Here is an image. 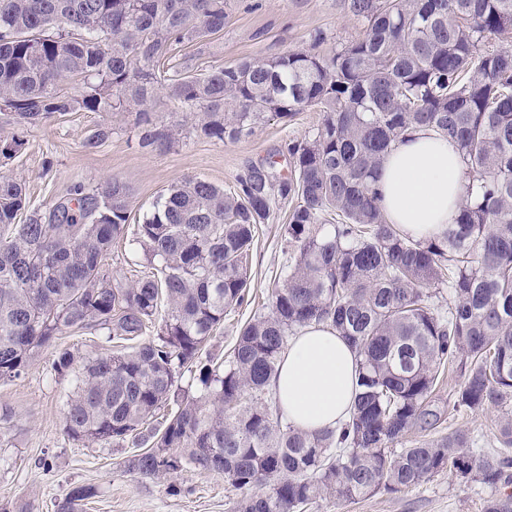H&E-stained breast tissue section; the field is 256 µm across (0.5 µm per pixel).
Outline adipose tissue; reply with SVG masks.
<instances>
[{
    "mask_svg": "<svg viewBox=\"0 0 512 512\" xmlns=\"http://www.w3.org/2000/svg\"><path fill=\"white\" fill-rule=\"evenodd\" d=\"M375 187L387 221L404 234L444 237L466 195L460 151L433 129H415L386 155ZM356 366L355 352L330 326L303 328L272 382L284 417L309 433L335 428L353 403Z\"/></svg>",
    "mask_w": 512,
    "mask_h": 512,
    "instance_id": "1",
    "label": "adipose tissue"
}]
</instances>
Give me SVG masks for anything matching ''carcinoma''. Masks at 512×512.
<instances>
[{
	"instance_id": "obj_1",
	"label": "carcinoma",
	"mask_w": 512,
	"mask_h": 512,
	"mask_svg": "<svg viewBox=\"0 0 512 512\" xmlns=\"http://www.w3.org/2000/svg\"><path fill=\"white\" fill-rule=\"evenodd\" d=\"M360 38L328 57L292 49L194 73L185 50L224 31L228 0H0V109L36 126L54 114L139 112L138 143L171 148L177 121L151 115L154 83L211 139L236 141L269 117L323 112L317 132L286 143L272 180L249 166L229 192L201 179L171 186L137 225L140 270L117 280L104 258L124 238L129 191L114 178L42 214L25 186L0 176V381L64 329L101 326L130 351L81 357L65 430L78 442L149 444L128 469L143 476L184 464L224 475L243 492L235 512H296L329 496L351 501L419 485L447 469L508 485L504 462L470 451L456 429L434 428L438 370L462 358L454 407L496 408L497 440L512 447V0H346ZM454 140L470 175L459 222L441 240H415L386 220L373 184L384 156L414 127ZM290 204L288 274L268 310L240 329L224 368L205 351L245 298L256 229ZM448 285V309L431 305ZM310 324L335 329L358 358L354 408L339 434H307L283 417L271 387L289 339ZM197 389L149 429L183 369ZM92 485L57 512H83ZM484 512H512V492Z\"/></svg>"
}]
</instances>
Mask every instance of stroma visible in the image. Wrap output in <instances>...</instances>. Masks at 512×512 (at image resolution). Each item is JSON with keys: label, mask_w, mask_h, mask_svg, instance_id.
I'll use <instances>...</instances> for the list:
<instances>
[{"label": "stroma", "mask_w": 512, "mask_h": 512, "mask_svg": "<svg viewBox=\"0 0 512 512\" xmlns=\"http://www.w3.org/2000/svg\"><path fill=\"white\" fill-rule=\"evenodd\" d=\"M363 30V23L347 11L345 0H230L223 33L188 53L199 70L290 49L313 48L329 55L359 38ZM137 120L132 110L72 112L53 115L36 126H21L10 113L0 112V140L24 142L22 150L0 167V174L24 183L29 210L48 211L76 183L94 190L117 178L128 187L127 232L106 260L117 279L127 275L138 259L133 242L138 224L172 184L199 178L229 191L250 165L273 161L285 168L286 141L313 134L322 114L308 109L287 124L270 118L254 135L234 142L203 136L197 117L191 115L181 121L170 150L152 152L138 145ZM101 126L109 127L108 138L96 148H86V139ZM287 213V208H280L275 219L256 232L248 296L225 316L207 346L216 361L226 359L241 327L265 312L273 283L284 275ZM59 348L86 356L113 350L106 330L69 328L33 355L25 374L0 382V512H56V503L81 484L98 489L84 512H234L241 493L223 476L185 467L146 477L126 467L127 459L137 452L131 444L118 448L73 441L65 430L64 414L77 375L55 372L52 363ZM460 382V363L442 367L433 399L445 419L434 429L411 432L406 443L436 440L459 428L476 440L480 453L512 460V447H499L495 440L497 409L456 410L454 395ZM504 490L501 484L466 481L443 471L396 492L381 490L352 501L319 498L305 512H483L485 501Z\"/></svg>", "instance_id": "1"}]
</instances>
